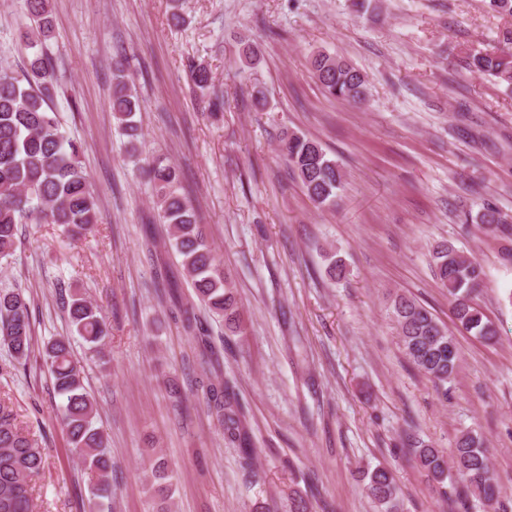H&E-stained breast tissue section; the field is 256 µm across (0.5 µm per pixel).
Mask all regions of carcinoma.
I'll use <instances>...</instances> for the list:
<instances>
[{
    "instance_id": "cac0c4a2",
    "label": "carcinoma",
    "mask_w": 512,
    "mask_h": 512,
    "mask_svg": "<svg viewBox=\"0 0 512 512\" xmlns=\"http://www.w3.org/2000/svg\"><path fill=\"white\" fill-rule=\"evenodd\" d=\"M33 24L19 32V38L33 50L18 78L0 70V258L12 255L19 225L56 224L70 240H81L97 227L98 197L91 188L80 162L81 144L66 135L51 102L60 85L47 54L41 50L53 34L50 0H23ZM468 68L492 78L512 92V50L468 54ZM310 71L326 96L360 104L368 95V80L350 62L325 52L309 59ZM195 85L211 88L212 74L203 64L191 67ZM141 100L134 88L129 66L118 60L112 68V112L119 129L128 138L130 158L138 159L136 142L141 137L135 120ZM281 154L300 181L308 197L319 207L334 202L343 184V172L321 142L290 134L281 139ZM156 191L159 222L168 226V245L180 258L184 273L198 303L222 319L230 330L239 328V300L231 276L224 271L203 225L197 223L192 201L180 191L178 170L157 156L143 167ZM492 233H510L512 228L499 209L487 205L475 217ZM434 275L448 293L456 326L485 340L497 330L474 303L483 285L481 263L448 244L433 253ZM72 330L93 348L102 345L109 328L102 308L74 290L65 301ZM391 313L403 352L419 372L436 387H447L456 374L459 348L456 336L424 306L400 295ZM183 330L194 334L210 350L211 365H220V354L212 350L195 307L181 310ZM0 341L8 359L0 374L25 367L34 356L31 300L20 288H0ZM50 365L53 386L61 398V422L70 445L79 453L81 464L93 483L89 512H104V500L112 498V458L106 450L103 432L95 426L94 405L83 385L82 369L73 359L70 338L60 337L42 348ZM207 406L224 428V437L235 442L241 434L247 408L234 389L219 382L207 386ZM453 469L440 450L420 444L415 455L427 475L443 486L450 483L459 497L474 496L490 505L500 488L490 473L489 459L481 436L466 430L456 438L452 451ZM44 467V454L34 435L18 421L11 402L0 397V512H33L31 482ZM151 488L158 499L156 512H169L174 494V471L167 460L156 456L149 461ZM367 495L386 512L398 508V487L393 473L377 467L367 473Z\"/></svg>"
}]
</instances>
